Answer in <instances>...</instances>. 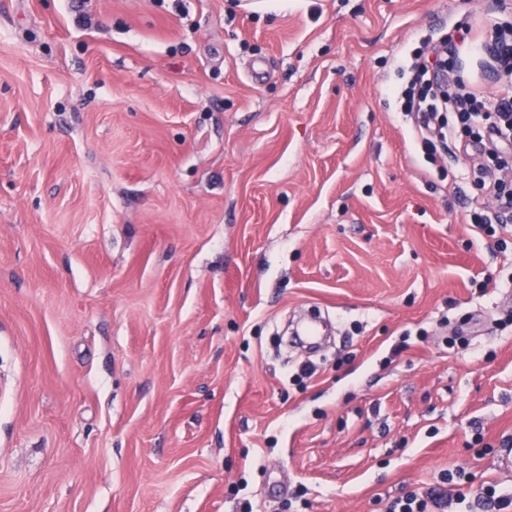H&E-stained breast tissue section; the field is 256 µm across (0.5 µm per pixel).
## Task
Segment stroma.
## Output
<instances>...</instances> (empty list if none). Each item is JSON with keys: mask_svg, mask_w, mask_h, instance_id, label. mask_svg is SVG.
<instances>
[{"mask_svg": "<svg viewBox=\"0 0 512 512\" xmlns=\"http://www.w3.org/2000/svg\"><path fill=\"white\" fill-rule=\"evenodd\" d=\"M512 0H0V512H385L512 441V246L393 95ZM457 193H450L449 182ZM493 288L484 289L485 280Z\"/></svg>", "mask_w": 512, "mask_h": 512, "instance_id": "stroma-1", "label": "stroma"}]
</instances>
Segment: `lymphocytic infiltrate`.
<instances>
[{
  "label": "lymphocytic infiltrate",
  "mask_w": 512,
  "mask_h": 512,
  "mask_svg": "<svg viewBox=\"0 0 512 512\" xmlns=\"http://www.w3.org/2000/svg\"><path fill=\"white\" fill-rule=\"evenodd\" d=\"M424 52L429 62L413 65L411 79L395 95L402 111L415 114L414 139L427 159L447 153L461 134L470 136L473 163L466 174L481 197L474 200L468 221L496 237L498 229L512 223V88L495 96L457 90L440 48L428 43ZM455 478L451 472L443 475V488L395 498L388 512H446L444 487Z\"/></svg>",
  "instance_id": "obj_1"
}]
</instances>
